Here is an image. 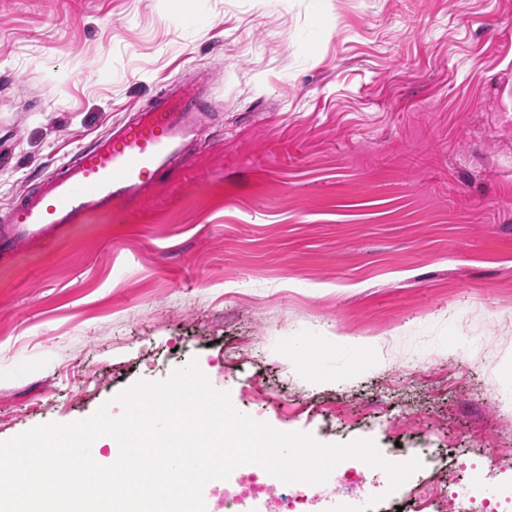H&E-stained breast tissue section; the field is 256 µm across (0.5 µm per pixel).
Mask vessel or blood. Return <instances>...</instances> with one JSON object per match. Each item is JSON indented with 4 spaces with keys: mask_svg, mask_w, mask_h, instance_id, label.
Instances as JSON below:
<instances>
[{
    "mask_svg": "<svg viewBox=\"0 0 512 512\" xmlns=\"http://www.w3.org/2000/svg\"><path fill=\"white\" fill-rule=\"evenodd\" d=\"M205 92L171 80L144 108L61 162L25 189L0 222L20 227L21 238L42 239L50 226L107 216L120 203L139 201L176 166L187 162L203 132Z\"/></svg>",
    "mask_w": 512,
    "mask_h": 512,
    "instance_id": "1",
    "label": "vessel or blood"
}]
</instances>
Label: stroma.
<instances>
[{"instance_id": "1", "label": "stroma", "mask_w": 512, "mask_h": 512, "mask_svg": "<svg viewBox=\"0 0 512 512\" xmlns=\"http://www.w3.org/2000/svg\"><path fill=\"white\" fill-rule=\"evenodd\" d=\"M191 161L0 246V441L189 360L319 443L512 423V0H0V210L173 78ZM476 339L466 342L465 330Z\"/></svg>"}]
</instances>
